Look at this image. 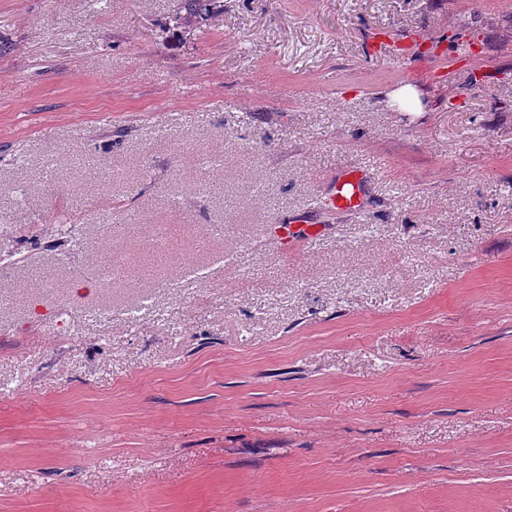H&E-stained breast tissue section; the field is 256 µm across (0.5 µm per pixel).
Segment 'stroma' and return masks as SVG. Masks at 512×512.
Listing matches in <instances>:
<instances>
[{
	"label": "stroma",
	"instance_id": "obj_1",
	"mask_svg": "<svg viewBox=\"0 0 512 512\" xmlns=\"http://www.w3.org/2000/svg\"><path fill=\"white\" fill-rule=\"evenodd\" d=\"M182 13L0 0V512H512V0ZM368 174L349 168L333 180L329 187V204L345 211H360L364 206V186ZM279 224L274 226V237L280 250H292L298 245L313 247L327 232V227L320 224Z\"/></svg>",
	"mask_w": 512,
	"mask_h": 512
}]
</instances>
